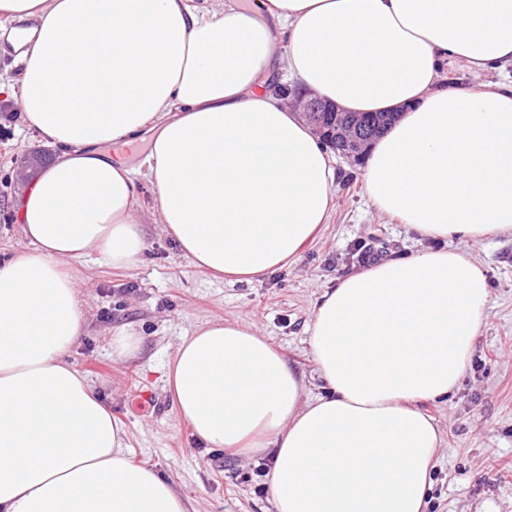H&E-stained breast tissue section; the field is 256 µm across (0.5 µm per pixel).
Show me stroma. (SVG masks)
Segmentation results:
<instances>
[{"label": "stroma", "mask_w": 512, "mask_h": 512, "mask_svg": "<svg viewBox=\"0 0 512 512\" xmlns=\"http://www.w3.org/2000/svg\"><path fill=\"white\" fill-rule=\"evenodd\" d=\"M1 124L8 135L0 138V252L16 254L26 247L16 215L24 189L18 164L46 143L25 128L15 101L0 99ZM364 167V160L338 157L327 227L295 263L248 283L215 279L181 257L176 241L154 222L157 200L143 177L136 180V210L145 248L137 260L127 267L92 258L70 264L85 329L66 359L125 424L130 459L169 479L194 512H268L270 503L258 490V460L205 447L178 418L165 379L182 338L207 319L257 326L304 374L310 391L322 393L307 328L323 289L360 271L355 244H371L384 259L431 245L368 202ZM460 248L484 265L490 299L459 390L424 405L443 433L428 512H512V237L495 235ZM123 331L139 340L128 358L112 353V338Z\"/></svg>", "instance_id": "1"}]
</instances>
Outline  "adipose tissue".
I'll return each instance as SVG.
<instances>
[{"label":"adipose tissue","instance_id":"adipose-tissue-1","mask_svg":"<svg viewBox=\"0 0 512 512\" xmlns=\"http://www.w3.org/2000/svg\"><path fill=\"white\" fill-rule=\"evenodd\" d=\"M0 51L23 64L25 127L57 152L19 204L26 251L0 256V512H190L65 359L84 326L69 264L143 251L117 148L144 136L155 222L183 258L231 283L296 261L336 171L273 94L283 79L397 113L366 195L441 246L323 291L308 332L326 394L226 320L180 342L166 383L206 446L271 452L272 512H425L443 436L420 404L459 387L490 296L448 243L512 235V82L452 90L445 73L512 65V0H0Z\"/></svg>","mask_w":512,"mask_h":512}]
</instances>
